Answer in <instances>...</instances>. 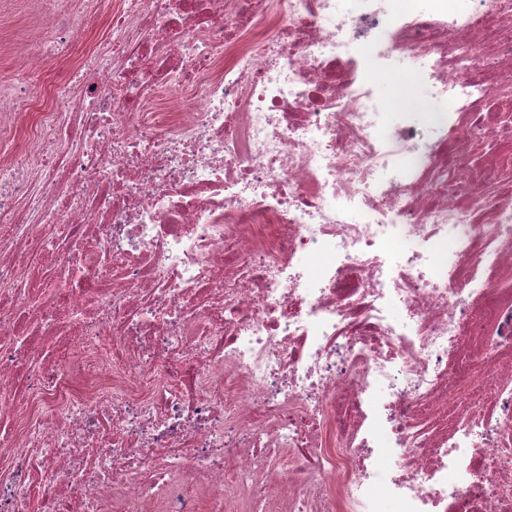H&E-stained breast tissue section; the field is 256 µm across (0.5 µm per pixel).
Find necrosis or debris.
Returning a JSON list of instances; mask_svg holds the SVG:
<instances>
[{
    "instance_id": "necrosis-or-debris-1",
    "label": "necrosis or debris",
    "mask_w": 512,
    "mask_h": 512,
    "mask_svg": "<svg viewBox=\"0 0 512 512\" xmlns=\"http://www.w3.org/2000/svg\"><path fill=\"white\" fill-rule=\"evenodd\" d=\"M37 4L0 512H512V0Z\"/></svg>"
}]
</instances>
